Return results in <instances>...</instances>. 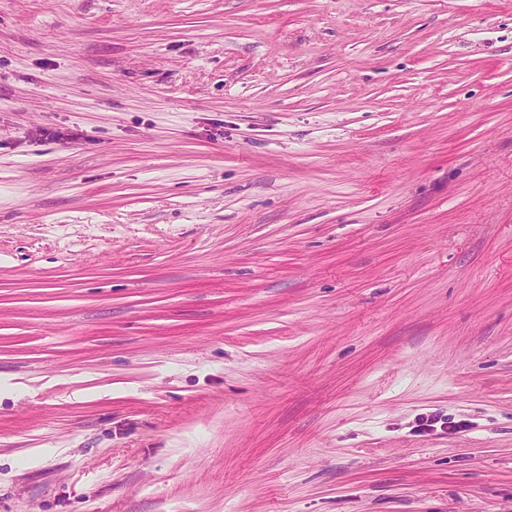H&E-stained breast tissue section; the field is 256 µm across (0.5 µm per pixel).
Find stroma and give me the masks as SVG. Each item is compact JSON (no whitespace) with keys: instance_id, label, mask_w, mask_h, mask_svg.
I'll return each instance as SVG.
<instances>
[{"instance_id":"obj_1","label":"stroma","mask_w":512,"mask_h":512,"mask_svg":"<svg viewBox=\"0 0 512 512\" xmlns=\"http://www.w3.org/2000/svg\"><path fill=\"white\" fill-rule=\"evenodd\" d=\"M0 512H512V0H0Z\"/></svg>"}]
</instances>
